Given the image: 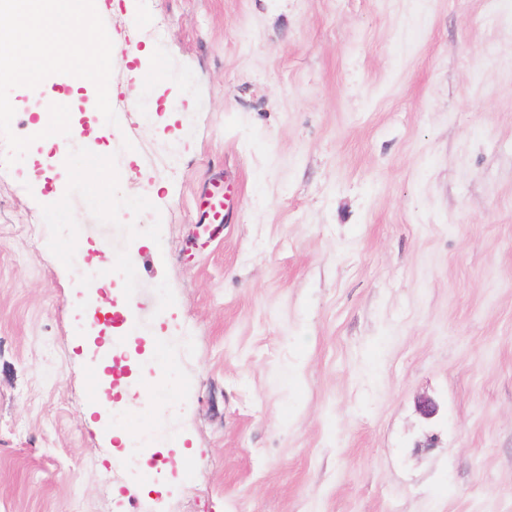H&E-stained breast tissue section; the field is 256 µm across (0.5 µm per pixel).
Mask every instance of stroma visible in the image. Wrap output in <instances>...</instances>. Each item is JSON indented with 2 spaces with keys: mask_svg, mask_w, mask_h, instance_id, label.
I'll use <instances>...</instances> for the list:
<instances>
[{
  "mask_svg": "<svg viewBox=\"0 0 512 512\" xmlns=\"http://www.w3.org/2000/svg\"><path fill=\"white\" fill-rule=\"evenodd\" d=\"M105 24L138 52L119 124L84 86L69 146L153 208L114 226L73 197L122 259L105 285L48 248L52 151L0 165V512H512V0H118ZM107 293L130 318L105 419ZM133 421L189 463L139 480L108 441ZM200 207L203 209L207 224H212V231L224 224L225 211L230 205L224 189V179L212 178L200 196Z\"/></svg>",
  "mask_w": 512,
  "mask_h": 512,
  "instance_id": "obj_1",
  "label": "stroma"
}]
</instances>
